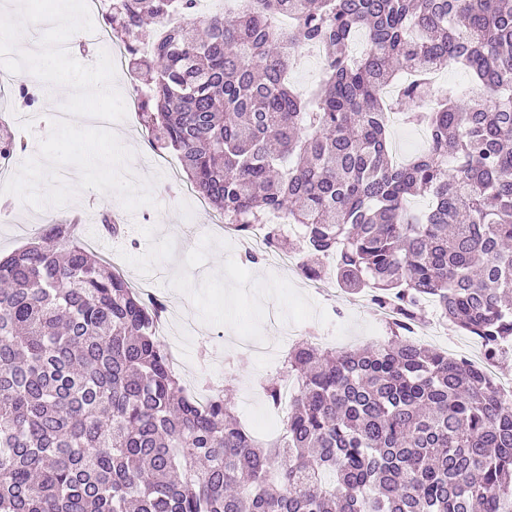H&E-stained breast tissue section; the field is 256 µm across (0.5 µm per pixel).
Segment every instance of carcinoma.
I'll use <instances>...</instances> for the list:
<instances>
[{
    "label": "carcinoma",
    "mask_w": 512,
    "mask_h": 512,
    "mask_svg": "<svg viewBox=\"0 0 512 512\" xmlns=\"http://www.w3.org/2000/svg\"><path fill=\"white\" fill-rule=\"evenodd\" d=\"M234 2L203 18L197 0L107 4L151 71L144 122L224 223L300 227L301 274L336 255L393 336L289 351L299 390L260 445L223 396L180 384L165 305L105 270L77 223L47 224L0 258V512H512V396L411 340L430 301L512 359V0ZM310 44L322 79L305 96L288 75ZM450 67L470 75L464 108L433 89ZM394 112L428 133L404 164ZM19 146L0 136V160ZM267 241L293 249L279 224Z\"/></svg>",
    "instance_id": "obj_1"
}]
</instances>
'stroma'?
<instances>
[{
	"mask_svg": "<svg viewBox=\"0 0 512 512\" xmlns=\"http://www.w3.org/2000/svg\"><path fill=\"white\" fill-rule=\"evenodd\" d=\"M40 70L58 82L36 91L35 104L0 94V125L26 135L28 149L0 168V255L6 256L48 224H67L82 216L81 239L102 254L133 286L182 311L191 329L182 333L167 321L164 333L180 350L179 375L185 385H213L230 399L240 422L264 439L277 436L265 387L283 367L281 356L241 347L244 339L267 340L280 328L300 336L332 330L338 348L371 345L390 336L385 313L366 295H349L336 283L316 291L298 269L275 255L246 263L237 234L200 199L174 150L152 148L138 113L129 111L128 90L142 84L119 45H81L66 55L46 54ZM75 102L77 114L60 124L56 109ZM106 110L105 124L90 122L87 106ZM37 113L29 126L15 117ZM93 152L90 167L75 164L78 152ZM111 186V199L100 189ZM126 224V239L103 230L101 213Z\"/></svg>",
	"mask_w": 512,
	"mask_h": 512,
	"instance_id": "stroma-1",
	"label": "stroma"
}]
</instances>
